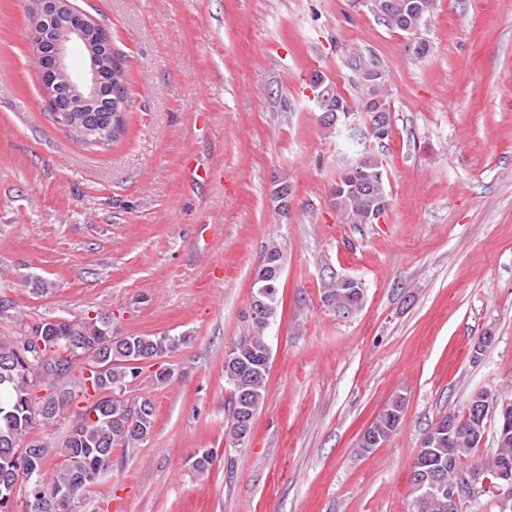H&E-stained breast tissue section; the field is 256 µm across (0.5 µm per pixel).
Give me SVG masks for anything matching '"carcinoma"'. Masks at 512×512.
<instances>
[{
  "label": "carcinoma",
  "mask_w": 512,
  "mask_h": 512,
  "mask_svg": "<svg viewBox=\"0 0 512 512\" xmlns=\"http://www.w3.org/2000/svg\"><path fill=\"white\" fill-rule=\"evenodd\" d=\"M406 2L370 0V5L386 27L412 37L420 47L413 54L421 56L429 51L430 45L410 29ZM376 67L377 63L361 57L350 61L362 95L356 103L338 95L342 108L355 115L370 113L379 106L391 109L384 81L363 86L362 74ZM111 105L112 84L106 83L100 100L86 103L84 111L72 116L91 129L101 130L112 125ZM361 158V179L366 191L360 198L341 197L336 212L343 224L373 223L370 207L378 200H389L382 159L369 151L362 152ZM270 284L268 295L263 297L269 315L251 317L254 333L239 337L228 349L229 361L224 363L234 430L243 421L253 425L266 395L269 348L261 333L282 302L281 273H276ZM323 299L337 311L357 309L363 304L364 293L331 280L325 284ZM188 341L187 336H114L112 319L99 314L42 321L25 338L0 336V512H11L4 497L20 482L39 494V512H73L74 502L83 501L92 485L111 469L115 449L132 453L150 439L155 424L153 401L148 397H125L127 387L139 376L131 363L161 358ZM99 357L108 363L105 377L85 375ZM73 386L82 391L89 404L75 414L62 447L54 450L37 442L23 445L24 438L34 429L55 423L60 412L70 405ZM102 389L112 390V396L95 399L96 392ZM405 405L403 395L392 396L387 402L389 412L378 415L368 431L384 440L401 426ZM470 422L471 417L463 408L448 411L435 425L446 430L450 424L466 427ZM54 452L63 461L50 478L46 462ZM438 461L447 464L443 473L447 481H463L472 472H481L485 483L480 487V496L500 499V478L505 473L512 474V407L497 413L495 448L490 453L480 452L479 443L455 435L443 438L439 447L423 452L409 479L412 512H448L441 502V493L427 487L419 477Z\"/></svg>",
  "instance_id": "carcinoma-1"
}]
</instances>
